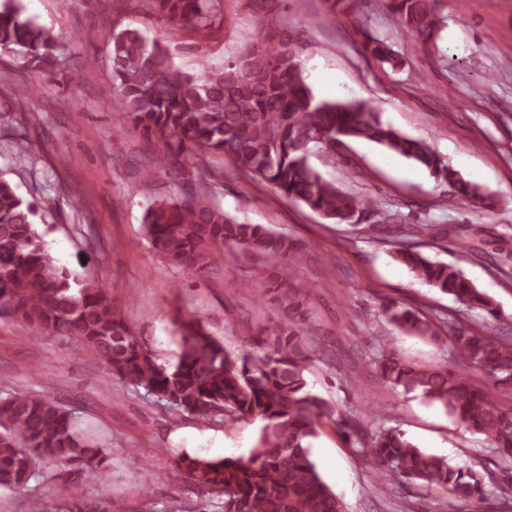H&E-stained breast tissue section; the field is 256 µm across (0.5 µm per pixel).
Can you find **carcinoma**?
<instances>
[{
  "label": "carcinoma",
  "instance_id": "obj_1",
  "mask_svg": "<svg viewBox=\"0 0 512 512\" xmlns=\"http://www.w3.org/2000/svg\"><path fill=\"white\" fill-rule=\"evenodd\" d=\"M148 2L158 19L206 33L222 0ZM249 2L258 26L255 41L219 68L202 62L198 75L178 69L168 49L139 30L116 32L101 22L99 33L112 43V81L122 97L124 121L142 138L161 143L145 180L163 170L181 186L194 183L193 170L200 166L189 162L212 156L332 224H390L398 220L396 214L338 189L309 163L315 147L334 151L364 140L416 162L468 205L494 204L481 186L460 178L428 145L384 124L372 105L316 99L301 75L294 39L288 30L272 27L282 0ZM352 2L324 0L321 20L350 14ZM384 5L411 44L425 47L438 37L435 0H384ZM363 47L382 62L399 64L386 41L368 32ZM0 48L51 68L58 42L26 14L23 0H0ZM37 214L33 202L0 179L1 317L76 341L96 354L110 377L148 389L184 413L204 420H260L246 459L184 452L175 460L202 491L224 497L222 512H347L311 459L320 420L335 410L311 392L304 375L303 336L295 326L303 320L302 285L282 276L275 281L272 299L287 319L260 330L258 353L234 358L200 320L179 316L176 363L165 366L125 322L109 287L75 278L57 264L35 228ZM143 224L158 256L199 276L224 266V249L232 247L274 262L299 260L300 246L293 239L264 224L237 222L206 183L195 192L154 201ZM396 258L428 286L497 317L490 295L456 266L411 247L398 249ZM383 313L409 336L437 341L448 329L454 357L450 364L424 366L382 349L374 365L383 379L406 393H420L484 435L500 457L512 459V410L494 394L496 388H512V336L450 325L396 302L383 305ZM473 368L493 379L494 389L475 384L468 373ZM343 436L355 454L370 461L373 481L384 490L410 481L461 499L484 495L482 475L417 447L398 428L372 432L353 424ZM51 461L65 464L56 475L64 484L104 473L102 448L51 394L0 396V491L26 486ZM61 512H124V505L115 501L107 510L97 500H66Z\"/></svg>",
  "mask_w": 512,
  "mask_h": 512
}]
</instances>
